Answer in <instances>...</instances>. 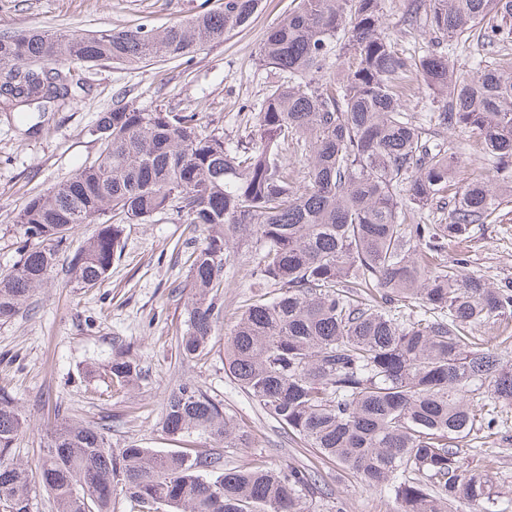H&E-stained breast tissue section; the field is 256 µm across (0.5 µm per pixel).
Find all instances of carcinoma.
I'll return each mask as SVG.
<instances>
[{
    "label": "carcinoma",
    "mask_w": 512,
    "mask_h": 512,
    "mask_svg": "<svg viewBox=\"0 0 512 512\" xmlns=\"http://www.w3.org/2000/svg\"><path fill=\"white\" fill-rule=\"evenodd\" d=\"M272 26L259 62L276 75L255 123L236 145L195 115L116 104L91 134L97 161L31 197L15 217L24 249L0 274V322L18 316L56 265L54 244L79 224H99L70 260L82 288L108 277L123 225L173 211L201 232L190 255L183 358L206 350L222 315L230 246L251 253L253 295L226 341L230 375L266 414L306 446L383 489L396 512H448L466 499L501 506L490 476L465 465L492 404L512 405V362L488 352L473 330L498 325L512 343V289L469 271L459 248L472 227L512 201V58L458 71L439 51L477 32L512 44V0H410L406 22L431 34L406 53L381 29L383 0H294ZM262 0L164 28L95 35L28 30L0 36V74L29 62L49 73L0 83V112L62 108L84 90L75 69L111 61L180 59L247 28ZM350 63L336 76V61ZM446 98L429 117L407 111L408 81ZM477 133L493 158L491 179L450 191L461 144L442 132ZM300 158L290 166L288 155ZM448 210V222L423 224ZM112 386L142 378L137 354L116 344ZM28 426L0 394V512H31L32 479L55 512H114L121 487L137 512H306L316 485L305 467L273 468L246 455L224 467V449L251 447V433L190 382L165 397L161 432L205 451L108 447L104 427L63 421L31 471L13 445Z\"/></svg>",
    "instance_id": "carcinoma-1"
}]
</instances>
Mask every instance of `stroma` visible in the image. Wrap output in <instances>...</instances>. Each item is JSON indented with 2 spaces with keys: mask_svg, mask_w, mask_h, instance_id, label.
I'll return each instance as SVG.
<instances>
[{
  "mask_svg": "<svg viewBox=\"0 0 512 512\" xmlns=\"http://www.w3.org/2000/svg\"><path fill=\"white\" fill-rule=\"evenodd\" d=\"M224 0H0V35L27 29L94 34L142 24L164 27L186 21ZM409 0H384L382 28L400 48L417 50L429 36L406 30ZM292 0H263V8L242 31L225 36L192 57L126 68L101 63L82 72L85 90L68 106L25 116L0 112V274L8 273L25 239L14 217L29 198L93 163L99 145L90 131L100 112L115 103L138 109L196 113L206 131L231 140L243 136L257 114L271 79L258 64V50L270 27L292 8ZM96 232L76 226L60 244L56 266L38 288L28 310L0 322V392L11 396L28 421L14 445L18 460L34 465L42 456L48 426L64 417L105 425L108 444L130 443L165 451L173 443L159 424L163 400L175 384L191 382L223 403L252 434L251 452L274 467L315 471L317 487L308 512H395L381 489L302 447L266 415L225 370L224 344L250 296L247 264L234 256L219 301L224 317L204 354L183 359V286L187 258L195 244L186 224L172 212L145 224H128L108 278L94 288L79 287L69 270L75 250ZM468 267L492 287L512 286V203L491 222L474 226L466 249ZM132 344L145 373L138 386L119 391L108 379L112 347ZM470 467L489 471L500 497L512 500V406L499 408L493 428H480Z\"/></svg>",
  "mask_w": 512,
  "mask_h": 512,
  "instance_id": "35a3bbf8",
  "label": "stroma"
}]
</instances>
